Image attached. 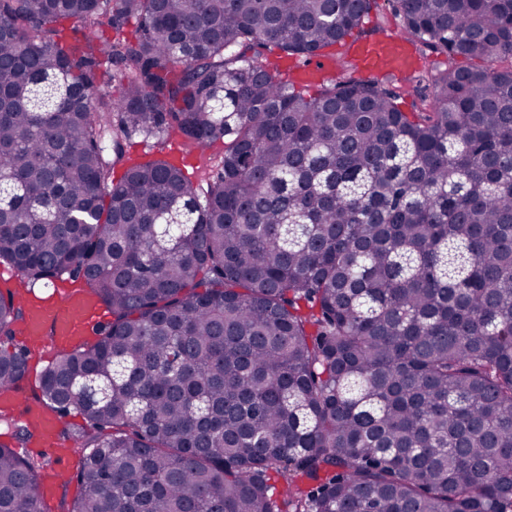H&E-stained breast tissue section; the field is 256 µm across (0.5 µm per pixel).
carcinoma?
<instances>
[{"label":"carcinoma","instance_id":"obj_1","mask_svg":"<svg viewBox=\"0 0 512 512\" xmlns=\"http://www.w3.org/2000/svg\"><path fill=\"white\" fill-rule=\"evenodd\" d=\"M387 2L450 59L412 112L259 61L377 0H0V263L112 314L36 396L85 419L62 512H512V66L471 64L512 59V0ZM136 133L220 168L130 163ZM23 316L0 288V389ZM41 468L0 446V512H42Z\"/></svg>","mask_w":512,"mask_h":512}]
</instances>
